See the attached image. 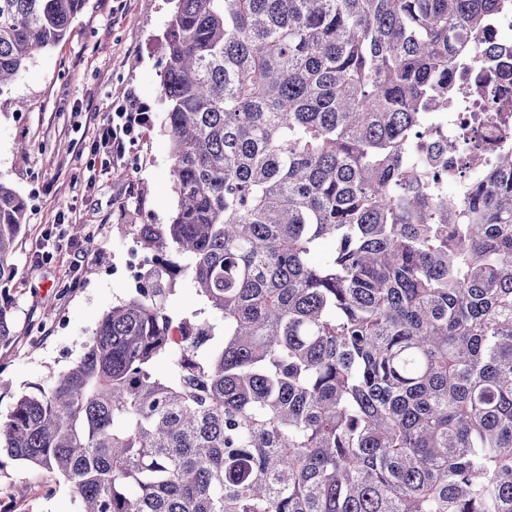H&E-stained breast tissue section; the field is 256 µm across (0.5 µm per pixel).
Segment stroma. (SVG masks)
Listing matches in <instances>:
<instances>
[{"mask_svg": "<svg viewBox=\"0 0 512 512\" xmlns=\"http://www.w3.org/2000/svg\"><path fill=\"white\" fill-rule=\"evenodd\" d=\"M171 9L170 0H86L67 39L0 95V176L29 201L0 296L13 325L0 348L1 413L73 366L103 314L135 292L124 270L137 225L168 223L176 210L160 97ZM130 94L150 119L125 164L102 168L97 125ZM77 510L58 474L0 462V512Z\"/></svg>", "mask_w": 512, "mask_h": 512, "instance_id": "obj_1", "label": "stroma"}]
</instances>
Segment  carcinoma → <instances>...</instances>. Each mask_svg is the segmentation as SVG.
I'll return each instance as SVG.
<instances>
[{
    "mask_svg": "<svg viewBox=\"0 0 512 512\" xmlns=\"http://www.w3.org/2000/svg\"><path fill=\"white\" fill-rule=\"evenodd\" d=\"M172 2L178 208L0 455L79 512H512V150L471 154L461 199L413 162L447 154L455 64L512 0ZM85 3L0 0V95ZM25 214L0 176L3 290ZM179 281L213 317H172Z\"/></svg>",
    "mask_w": 512,
    "mask_h": 512,
    "instance_id": "obj_1",
    "label": "carcinoma"
}]
</instances>
